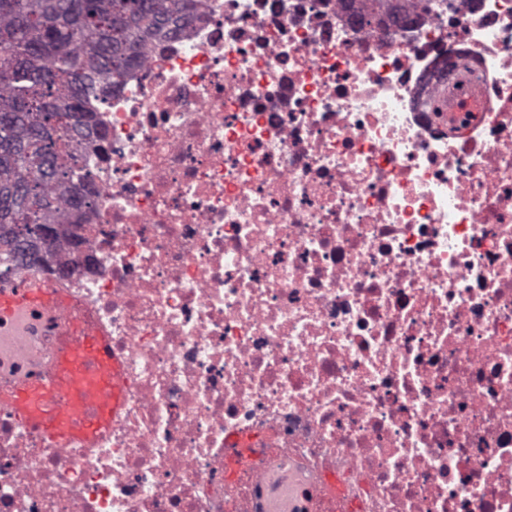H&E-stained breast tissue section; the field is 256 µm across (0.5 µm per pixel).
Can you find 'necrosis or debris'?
Masks as SVG:
<instances>
[{"label": "necrosis or debris", "mask_w": 512, "mask_h": 512, "mask_svg": "<svg viewBox=\"0 0 512 512\" xmlns=\"http://www.w3.org/2000/svg\"><path fill=\"white\" fill-rule=\"evenodd\" d=\"M451 2L202 0L91 98L94 205L41 272L131 387L91 450L0 416V512H263L292 463L366 512H512V0ZM453 62L490 107L455 136Z\"/></svg>", "instance_id": "necrosis-or-debris-1"}]
</instances>
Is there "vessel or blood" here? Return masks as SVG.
I'll return each mask as SVG.
<instances>
[{
  "instance_id": "obj_1",
  "label": "vessel or blood",
  "mask_w": 512,
  "mask_h": 512,
  "mask_svg": "<svg viewBox=\"0 0 512 512\" xmlns=\"http://www.w3.org/2000/svg\"><path fill=\"white\" fill-rule=\"evenodd\" d=\"M449 125L478 123L486 105L454 92ZM89 303L65 282L48 283L28 271L0 280V349L18 353L0 372V410L56 449L95 446L122 416L129 379L110 331L86 317ZM328 491L346 500L340 470L320 483H294L270 512H305L308 494Z\"/></svg>"
}]
</instances>
